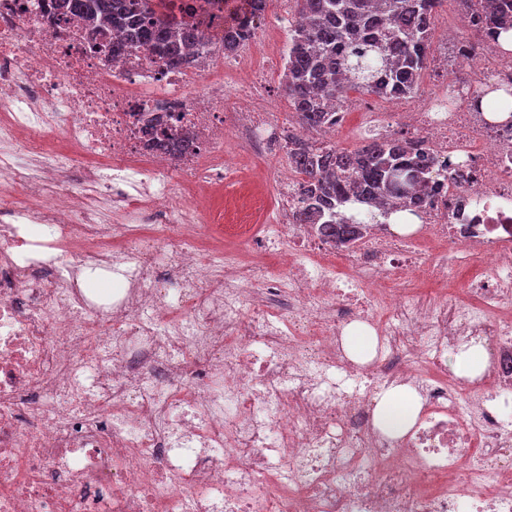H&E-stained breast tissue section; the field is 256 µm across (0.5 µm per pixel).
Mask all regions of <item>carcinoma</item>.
<instances>
[{
    "label": "carcinoma",
    "mask_w": 512,
    "mask_h": 512,
    "mask_svg": "<svg viewBox=\"0 0 512 512\" xmlns=\"http://www.w3.org/2000/svg\"><path fill=\"white\" fill-rule=\"evenodd\" d=\"M300 24L288 30L283 83L299 122L313 130L336 124L331 108L349 89L379 97L411 95L426 67L431 20L444 0H295ZM59 6L91 27L110 24L126 43L158 49L172 66L187 62L185 49L204 39L232 52L250 44L267 0H183L182 15L169 0H59ZM224 26L208 29L213 10ZM477 39L497 41L512 30V0H470ZM288 159L303 176L305 206L297 224L322 223L335 245L362 234L346 224L342 210L359 201L381 207L417 190L435 191L428 169L412 148L371 141L354 151L295 142Z\"/></svg>",
    "instance_id": "carcinoma-1"
}]
</instances>
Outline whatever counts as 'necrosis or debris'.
Segmentation results:
<instances>
[{
  "instance_id": "4bbe7bcc",
  "label": "necrosis or debris",
  "mask_w": 512,
  "mask_h": 512,
  "mask_svg": "<svg viewBox=\"0 0 512 512\" xmlns=\"http://www.w3.org/2000/svg\"><path fill=\"white\" fill-rule=\"evenodd\" d=\"M50 3L0 0V512H512V121L472 104L512 97V58L443 29L423 106L350 96L358 138L434 162L419 235L298 230L284 168L247 260L210 246L224 211L200 205L252 194L224 132L260 156L306 130L259 110L255 78L206 77L240 54L168 67L116 33L94 53ZM456 248L491 264L463 297L402 288L454 277ZM356 321L377 336L364 364ZM474 343L491 368L469 381L448 359ZM398 385L423 408L394 439L374 410ZM343 341L350 354L363 362L371 357L376 344V336L370 327L354 324L345 330Z\"/></svg>"
}]
</instances>
